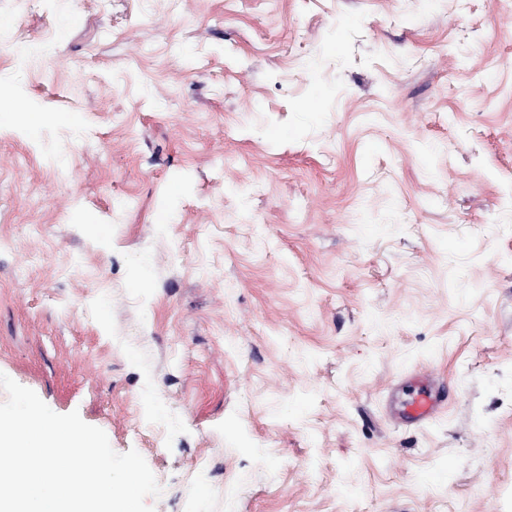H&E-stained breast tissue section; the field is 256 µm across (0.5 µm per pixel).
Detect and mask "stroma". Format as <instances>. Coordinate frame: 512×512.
I'll return each instance as SVG.
<instances>
[{
  "label": "stroma",
  "instance_id": "obj_1",
  "mask_svg": "<svg viewBox=\"0 0 512 512\" xmlns=\"http://www.w3.org/2000/svg\"><path fill=\"white\" fill-rule=\"evenodd\" d=\"M0 373L155 512H512V0H0ZM408 386V398L403 401L399 417L408 423L425 424L436 418L446 407L448 396L446 384L439 379L431 385L420 382L413 376Z\"/></svg>",
  "mask_w": 512,
  "mask_h": 512
}]
</instances>
